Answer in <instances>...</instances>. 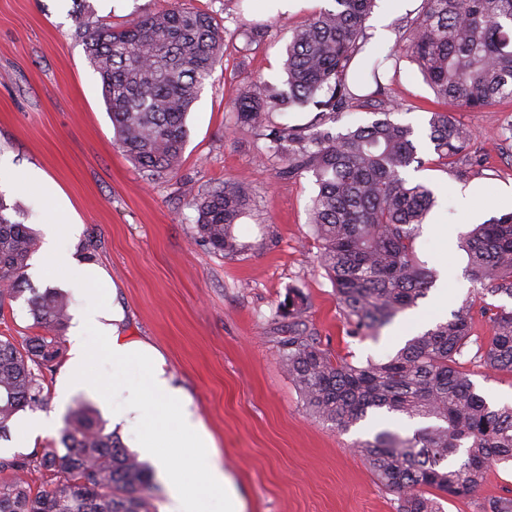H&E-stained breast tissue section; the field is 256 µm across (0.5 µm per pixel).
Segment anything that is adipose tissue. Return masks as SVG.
I'll return each instance as SVG.
<instances>
[{
    "instance_id": "obj_1",
    "label": "adipose tissue",
    "mask_w": 512,
    "mask_h": 512,
    "mask_svg": "<svg viewBox=\"0 0 512 512\" xmlns=\"http://www.w3.org/2000/svg\"><path fill=\"white\" fill-rule=\"evenodd\" d=\"M48 233L43 245L56 274L82 280L93 297L88 310L71 329L69 358L56 384V408L84 392L99 395L92 372L98 361L112 367V384L120 390L112 398V424L128 429L127 447L153 455L169 482L166 512H246V503L219 462L217 442L198 415L190 397L173 383L164 356L149 342L123 335L119 311L104 304L114 291L102 268L81 262L75 251L58 246L72 236L74 224L63 197L47 206ZM196 484V492L185 489Z\"/></svg>"
}]
</instances>
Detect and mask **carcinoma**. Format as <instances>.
<instances>
[{
	"mask_svg": "<svg viewBox=\"0 0 512 512\" xmlns=\"http://www.w3.org/2000/svg\"><path fill=\"white\" fill-rule=\"evenodd\" d=\"M294 30L285 60L287 89L261 84L239 90L233 126L265 141L266 158L288 178L311 175L317 186L308 223L322 242L320 265L354 336H366L417 306L438 273L421 262L414 242L436 204L434 191L404 176L416 156L412 125L379 118L333 129L354 104L385 92L394 54H367L365 21L376 0H335ZM267 24L242 23L250 42ZM76 36L98 74L116 141L138 168L157 178L177 172L189 131L186 117L224 54V30L206 12L175 5L121 28L79 16ZM433 90L440 109L428 119L429 140L445 163L481 164L469 133L448 108L474 112L512 102V0H423L399 35ZM376 86L359 98L351 86ZM313 106L306 124L273 112ZM197 211L198 238L215 252L238 253L234 227L250 197L226 181L205 192L186 183ZM0 195V306L25 291L24 271L37 249L32 229L13 220ZM471 280L512 299V212L464 237ZM471 305L407 340L394 355L356 364L333 356L314 336L283 342L282 363L311 416L342 432L372 414L426 419L403 436L388 429L357 448L376 478L397 495L396 512H442L441 501L475 494L494 466L512 463V406H490L459 364L471 338ZM69 302L54 288L33 293L37 332L18 342L0 338V439L14 416L46 404L45 372L63 351ZM493 336L479 348L491 371H512V309L488 308ZM304 301L293 293L276 316L304 324ZM59 448L0 457V512H154V470L106 430L97 409L79 401L65 418ZM37 471L51 488L34 490Z\"/></svg>",
	"mask_w": 512,
	"mask_h": 512,
	"instance_id": "1",
	"label": "carcinoma"
}]
</instances>
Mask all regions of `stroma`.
I'll return each mask as SVG.
<instances>
[{
    "instance_id": "obj_1",
    "label": "stroma",
    "mask_w": 512,
    "mask_h": 512,
    "mask_svg": "<svg viewBox=\"0 0 512 512\" xmlns=\"http://www.w3.org/2000/svg\"><path fill=\"white\" fill-rule=\"evenodd\" d=\"M172 0H88L92 21L122 27L164 11ZM210 13L224 28V58L187 117L188 141L176 174L152 179L114 138L101 84L76 37L73 0H0V161L36 167L42 188L0 181V194L17 204L19 219L43 231L45 197L65 196L75 238L63 248L103 268L115 286L124 335L163 354L175 384L191 397L219 443V457L248 512H396L397 496L381 484L353 448L384 428L412 435L417 421L374 416L349 432L310 417L281 364L288 322L276 318L293 292L306 299L304 319L323 348L362 364L381 359L408 338L450 318L465 299L479 298L460 236L473 225L512 211V151L498 149L512 123V103L456 113L470 134L478 167L446 166L428 139L434 94L416 64L399 52L385 81L395 120L413 124L422 165L411 181L431 185L438 203L416 240L419 258L448 279V294L431 288L416 307L380 329L351 335L335 288L318 256L308 222L316 193L311 176L286 179L264 155L265 144L232 129L238 88L259 81L283 86V59L294 29L334 0H299L282 13L257 10L255 0H181ZM270 24L262 41L246 44L240 21ZM245 184L252 206L235 233L245 248L233 256L198 240L196 210L184 182L207 190L227 181ZM448 227L447 241L431 232ZM459 362L488 402L512 404V372L486 373L467 351ZM512 497V466L488 471L477 493L446 500L443 512H480L488 500Z\"/></svg>"
}]
</instances>
